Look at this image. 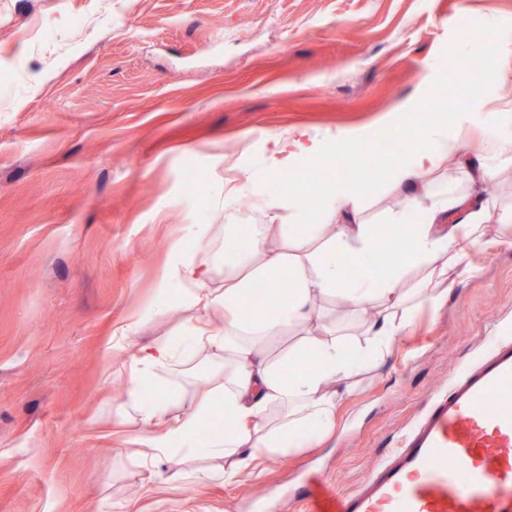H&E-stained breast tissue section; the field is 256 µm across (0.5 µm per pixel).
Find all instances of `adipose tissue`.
<instances>
[{"label":"adipose tissue","mask_w":512,"mask_h":512,"mask_svg":"<svg viewBox=\"0 0 512 512\" xmlns=\"http://www.w3.org/2000/svg\"><path fill=\"white\" fill-rule=\"evenodd\" d=\"M474 120L463 112L448 118L436 107L423 133L406 158L392 172L395 183L412 191L415 199L391 216L397 232V258L386 276L372 272L378 250L372 225L364 219V188L343 182L327 188V207L318 223H304V203L291 209L290 221L271 226L190 224L186 234L199 245L188 251L183 240L170 245L155 298V308L170 306L171 286H180L183 299L196 313L183 325L181 341L155 340L138 346L127 380L123 408L135 414L141 426V446L168 456L211 455L224 457L220 476L232 482L254 461L272 455L288 456L319 444L335 426L336 408L355 388L357 372L378 369L403 335L414 311L422 306L437 310L448 302L449 262L466 258L460 239H480L490 223H512V209L490 217L474 187L495 175L496 160L512 156V125L501 122L486 127L480 156H472L469 140ZM325 151L318 142L302 136L273 139L267 157L269 173H276L298 159H317ZM463 163L471 186L460 194L453 187L431 191L426 174ZM432 196L430 205L418 203ZM278 235L282 246L270 245ZM222 239L224 261L216 263L201 252L203 245ZM358 265L357 276L347 273V261ZM418 271L414 287L404 282ZM289 279L287 298L266 308L245 309L254 281L279 289ZM335 300L357 313L363 328L362 344L351 345L335 319L323 308ZM224 321L211 322L214 312ZM293 334L295 342L280 355L267 349L270 339ZM315 355L312 369L293 371L307 355ZM224 361V428L201 436L208 403L172 413L168 398L146 399L142 383L149 377L173 382L208 358ZM291 378H284V371ZM282 408L272 420L273 408Z\"/></svg>","instance_id":"ef3b65f1"}]
</instances>
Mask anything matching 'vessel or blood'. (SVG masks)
I'll use <instances>...</instances> for the list:
<instances>
[{
    "mask_svg": "<svg viewBox=\"0 0 512 512\" xmlns=\"http://www.w3.org/2000/svg\"><path fill=\"white\" fill-rule=\"evenodd\" d=\"M315 512H512V338L455 377L356 491Z\"/></svg>",
    "mask_w": 512,
    "mask_h": 512,
    "instance_id": "1",
    "label": "vessel or blood"
}]
</instances>
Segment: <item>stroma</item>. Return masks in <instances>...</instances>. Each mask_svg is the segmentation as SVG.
<instances>
[{"instance_id":"35a3bbf8","label":"stroma","mask_w":512,"mask_h":512,"mask_svg":"<svg viewBox=\"0 0 512 512\" xmlns=\"http://www.w3.org/2000/svg\"><path fill=\"white\" fill-rule=\"evenodd\" d=\"M512 29V0H0V512H310L306 478L355 489L453 376L512 331V236L471 244L448 303L421 308L362 375L335 430L298 454L206 480L220 457L144 465L121 416L137 343L176 336L180 293L156 311L188 224H259L269 141L323 144L425 111L462 43ZM469 111H512V71ZM203 177L194 190L186 169ZM407 190L369 185L374 231ZM133 334H125L128 323ZM212 362L170 391L210 394Z\"/></svg>"}]
</instances>
